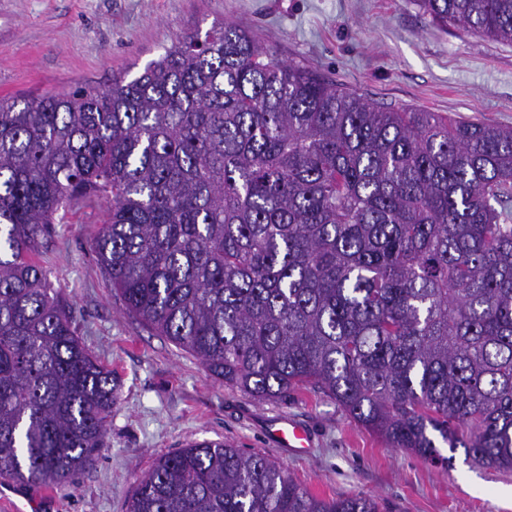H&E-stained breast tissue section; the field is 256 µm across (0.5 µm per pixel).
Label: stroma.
Returning a JSON list of instances; mask_svg holds the SVG:
<instances>
[{"mask_svg": "<svg viewBox=\"0 0 512 512\" xmlns=\"http://www.w3.org/2000/svg\"><path fill=\"white\" fill-rule=\"evenodd\" d=\"M216 22L378 107L512 127V44L438 27L412 0H0V96L107 89ZM106 212L101 201L79 207L53 225L39 255L77 336L119 385L104 448L41 512H126L159 457L215 440L276 459L320 497L362 493L383 512H512V472L470 467L460 452L452 468L434 467L320 393L259 402L211 377L125 310L90 248ZM284 420L310 433L306 454L272 442Z\"/></svg>", "mask_w": 512, "mask_h": 512, "instance_id": "35a3bbf8", "label": "stroma"}]
</instances>
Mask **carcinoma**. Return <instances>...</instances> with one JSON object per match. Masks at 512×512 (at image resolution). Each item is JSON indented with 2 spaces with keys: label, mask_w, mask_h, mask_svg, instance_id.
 Wrapping results in <instances>:
<instances>
[{
  "label": "carcinoma",
  "mask_w": 512,
  "mask_h": 512,
  "mask_svg": "<svg viewBox=\"0 0 512 512\" xmlns=\"http://www.w3.org/2000/svg\"><path fill=\"white\" fill-rule=\"evenodd\" d=\"M413 2L512 43V0ZM94 200L125 309L224 385L310 386L433 466L461 448L512 471V128L379 109L227 23L102 91L1 97V480L64 486L103 447L117 382L36 259ZM127 512L379 505L206 441L160 457Z\"/></svg>",
  "instance_id": "1"
}]
</instances>
